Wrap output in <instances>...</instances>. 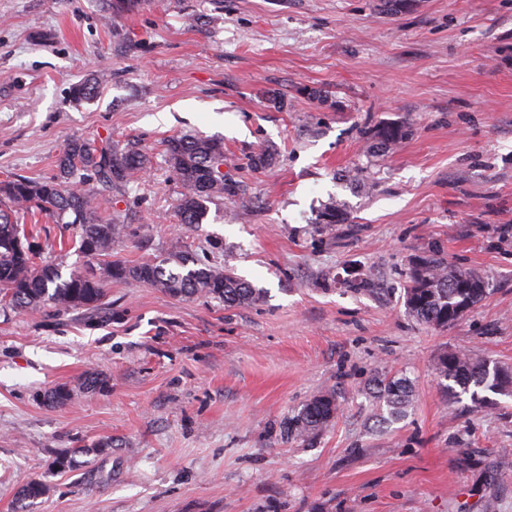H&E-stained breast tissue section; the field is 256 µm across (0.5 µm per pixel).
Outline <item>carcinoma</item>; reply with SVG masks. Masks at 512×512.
Instances as JSON below:
<instances>
[{
    "label": "carcinoma",
    "mask_w": 512,
    "mask_h": 512,
    "mask_svg": "<svg viewBox=\"0 0 512 512\" xmlns=\"http://www.w3.org/2000/svg\"><path fill=\"white\" fill-rule=\"evenodd\" d=\"M407 130L390 125L377 132L378 140L388 145L402 140ZM172 178L182 187L178 204L182 224H200L207 214V203L224 193L234 192L233 184L224 183V145L211 138L173 137L165 143ZM148 159L136 146L123 148L99 146L84 139L71 141L58 163V173L42 181L13 178L0 184V298L16 310L56 313L79 310L96 311L104 298V284L112 279H131L172 296L204 294L219 298L224 304L255 303L262 292L234 273L211 266H198L197 260L181 250H173L158 261L127 266L110 260L112 246L128 233L129 225L104 220L97 214L95 196L88 188L72 181L82 170L104 188L120 192L131 175L146 167ZM62 223L70 216L76 226L79 249L92 260L107 258L102 266L74 270L62 279L55 265H38L32 249L24 245L25 226L18 215L31 210ZM405 288L408 313L435 328L454 323L450 315L475 306L485 295V281L474 271L451 266L441 258H424L409 273ZM440 377L451 380L461 392L470 394L476 405L487 402L479 391L512 396V369L445 351L437 360ZM378 398L398 416L406 411L409 388L401 380H380ZM336 396L320 395L304 405L295 421V433L308 437L325 427L335 417ZM46 494V487L29 481L19 490L21 501H34Z\"/></svg>",
    "instance_id": "1"
}]
</instances>
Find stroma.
<instances>
[{"mask_svg": "<svg viewBox=\"0 0 512 512\" xmlns=\"http://www.w3.org/2000/svg\"><path fill=\"white\" fill-rule=\"evenodd\" d=\"M391 124L407 136L378 147ZM184 135L223 141L240 186L192 226L165 153ZM77 138L150 158L100 198L132 218L113 259L176 247L265 297L115 280L94 312L0 304V512L30 480L31 512H512V397L475 406L435 370L449 350L512 367V0H0V181L53 176ZM75 235L37 216L36 263L86 267ZM434 253L488 284L444 329L405 308ZM330 392L331 424L285 431ZM375 387L378 398L386 403L391 416H398L406 411L409 388L404 381L380 380Z\"/></svg>", "mask_w": 512, "mask_h": 512, "instance_id": "1", "label": "stroma"}]
</instances>
